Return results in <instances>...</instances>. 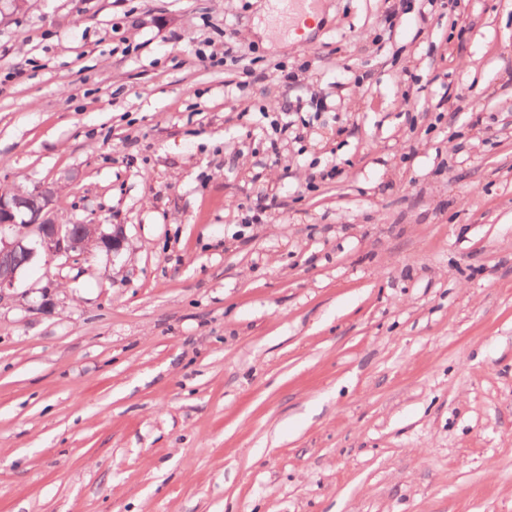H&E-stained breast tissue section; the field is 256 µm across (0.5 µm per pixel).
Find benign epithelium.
<instances>
[{"label": "benign epithelium", "instance_id": "obj_1", "mask_svg": "<svg viewBox=\"0 0 512 512\" xmlns=\"http://www.w3.org/2000/svg\"><path fill=\"white\" fill-rule=\"evenodd\" d=\"M55 197L48 186L0 194V300L40 252L49 259L65 255L78 260L87 258L92 242L108 252L120 249V236L101 231L98 224L56 223L51 216Z\"/></svg>", "mask_w": 512, "mask_h": 512}]
</instances>
